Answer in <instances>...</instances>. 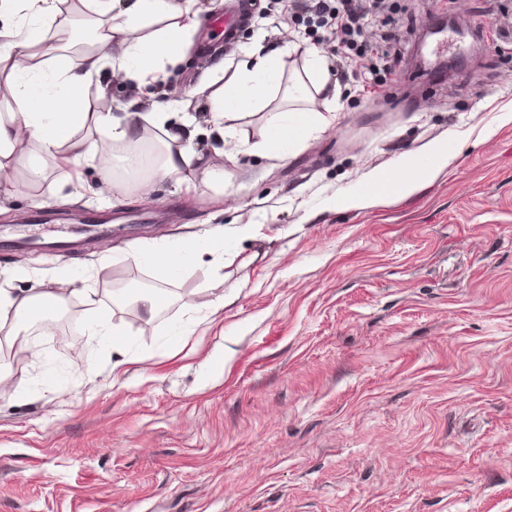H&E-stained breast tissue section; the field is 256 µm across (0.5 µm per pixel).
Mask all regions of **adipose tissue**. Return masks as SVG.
Segmentation results:
<instances>
[{
  "instance_id": "ef3b65f1",
  "label": "adipose tissue",
  "mask_w": 512,
  "mask_h": 512,
  "mask_svg": "<svg viewBox=\"0 0 512 512\" xmlns=\"http://www.w3.org/2000/svg\"><path fill=\"white\" fill-rule=\"evenodd\" d=\"M23 2L28 23L0 29V78L11 98L8 116L0 115L1 174L15 167L16 150L22 145L29 148L27 179L32 183L40 182L51 164L63 167L90 159L106 172L122 161L137 168L141 165L138 150L152 129L161 134L160 152L151 176L133 183L134 192L147 197L155 177H176L192 166L207 169V151L192 146L193 120L175 128L169 124L170 113L179 106L177 100L153 101L147 112L137 101L117 114L88 107L90 95H107L114 72L145 85L156 80L164 63L182 54L193 26L182 0H80L95 35L88 47L76 52L56 47L45 37L48 26L67 22L66 0ZM280 80V61L268 55L257 58L253 66H241L222 89L199 87L212 123L219 126L231 150L244 146L234 122L247 111L266 113V137L256 145L265 154L287 155L322 130L327 119L321 113L268 109ZM431 153L428 165L405 160L387 174V181L405 190L419 179L437 176L453 153L444 143ZM73 293L72 282L65 277L38 295L0 293V332L19 334L33 320L38 304L46 301L56 309L67 305Z\"/></svg>"
}]
</instances>
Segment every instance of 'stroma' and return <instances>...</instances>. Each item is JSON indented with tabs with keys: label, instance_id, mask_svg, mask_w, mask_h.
I'll return each instance as SVG.
<instances>
[{
	"label": "stroma",
	"instance_id": "1",
	"mask_svg": "<svg viewBox=\"0 0 512 512\" xmlns=\"http://www.w3.org/2000/svg\"><path fill=\"white\" fill-rule=\"evenodd\" d=\"M454 14L469 31L442 81L413 57ZM327 20L261 0L232 42L196 28L153 85L117 75L94 99L180 100L223 187L189 169L197 191L164 178L142 199L90 160L36 185L12 171L0 289L68 277L79 292L56 330L0 339L14 382L0 390V512H512V122L497 120L512 112V0H377L337 97L300 103L329 120L310 146L251 152L266 128L244 112L247 149L215 151L199 83L275 50L286 85L314 49L335 69ZM443 140L455 157L434 179L336 207ZM192 235L211 251L173 276L125 257ZM119 282L156 290V315L113 302ZM222 294L233 304L212 310ZM92 301L123 336L120 371L89 334Z\"/></svg>",
	"mask_w": 512,
	"mask_h": 512
}]
</instances>
